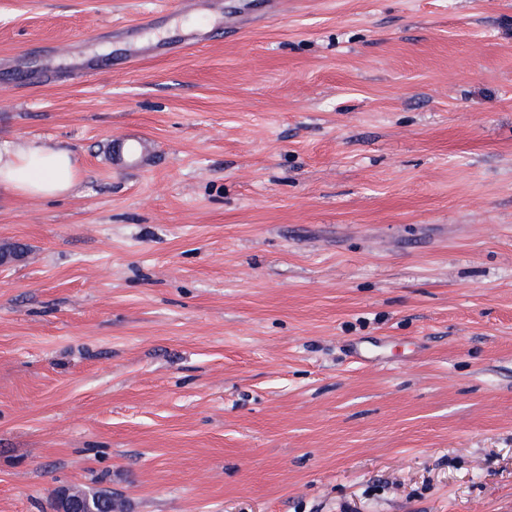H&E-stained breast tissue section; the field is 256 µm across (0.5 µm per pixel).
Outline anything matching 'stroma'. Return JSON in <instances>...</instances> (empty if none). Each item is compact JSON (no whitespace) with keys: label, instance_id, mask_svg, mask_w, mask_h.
Masks as SVG:
<instances>
[{"label":"stroma","instance_id":"obj_1","mask_svg":"<svg viewBox=\"0 0 512 512\" xmlns=\"http://www.w3.org/2000/svg\"><path fill=\"white\" fill-rule=\"evenodd\" d=\"M178 2L0 0V512H512V0ZM76 182L72 152L36 141L21 146L0 142V187L19 196L51 197ZM82 494V493H80ZM83 496L72 495L70 492H62L59 496L60 509L63 512H109V504L114 502L112 495L106 492L95 493L90 495L93 506L86 495ZM85 496V497H84Z\"/></svg>","mask_w":512,"mask_h":512}]
</instances>
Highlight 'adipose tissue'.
I'll return each instance as SVG.
<instances>
[{"instance_id":"adipose-tissue-1","label":"adipose tissue","mask_w":512,"mask_h":512,"mask_svg":"<svg viewBox=\"0 0 512 512\" xmlns=\"http://www.w3.org/2000/svg\"><path fill=\"white\" fill-rule=\"evenodd\" d=\"M76 182L70 150L35 141L26 145L0 142V187L19 196L51 197Z\"/></svg>"}]
</instances>
